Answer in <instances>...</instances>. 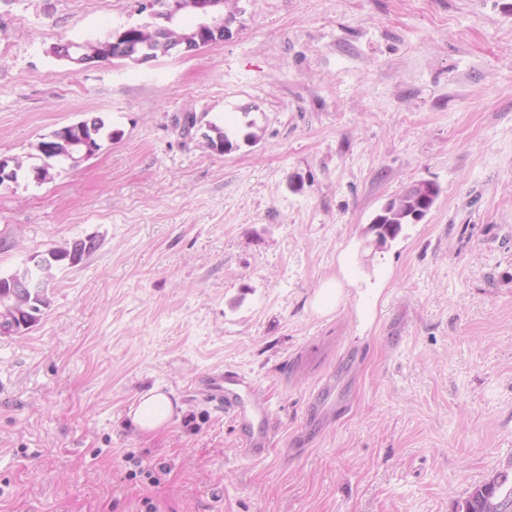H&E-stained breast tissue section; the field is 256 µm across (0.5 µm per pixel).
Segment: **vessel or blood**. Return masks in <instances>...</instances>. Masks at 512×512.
Listing matches in <instances>:
<instances>
[{"label": "vessel or blood", "instance_id": "vessel-or-blood-1", "mask_svg": "<svg viewBox=\"0 0 512 512\" xmlns=\"http://www.w3.org/2000/svg\"><path fill=\"white\" fill-rule=\"evenodd\" d=\"M201 392L224 409L238 424L242 435V452L259 458L267 452L270 411L252 400V384L233 371H220L209 375Z\"/></svg>", "mask_w": 512, "mask_h": 512}]
</instances>
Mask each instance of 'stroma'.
<instances>
[{
	"mask_svg": "<svg viewBox=\"0 0 512 512\" xmlns=\"http://www.w3.org/2000/svg\"><path fill=\"white\" fill-rule=\"evenodd\" d=\"M142 3L0 0V156L27 167L0 275L96 242L0 335V512H458L512 466V0H238L191 56L51 54ZM93 116L111 138L37 181L35 145ZM212 122L259 139L218 152ZM420 180L431 211L377 247ZM217 368L269 406L264 457L202 399ZM332 374L344 407L293 455ZM154 387L181 410L144 437L123 421ZM417 181L412 185L404 189L396 197L386 202L380 211L372 218L370 224L366 228L367 234H374L376 228H382L384 230H391V237L388 239L383 235L381 245H384L388 240H394L397 238L399 233L402 231V226L405 224H417L415 220L420 222L423 220L441 193L439 185L436 191L435 198L430 204L427 212L424 209L427 207V203L422 196V190L420 182ZM341 297V289L336 288V280L325 281L316 292L312 303L313 311L318 315H328L336 309V303Z\"/></svg>",
	"mask_w": 512,
	"mask_h": 512,
	"instance_id": "obj_1",
	"label": "stroma"
}]
</instances>
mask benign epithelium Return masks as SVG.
<instances>
[{
    "label": "benign epithelium",
    "instance_id": "7a95c632",
    "mask_svg": "<svg viewBox=\"0 0 512 512\" xmlns=\"http://www.w3.org/2000/svg\"><path fill=\"white\" fill-rule=\"evenodd\" d=\"M153 21L128 26L115 32L112 41V52L119 58H135L137 62L154 59L155 52L162 55L183 54L193 55L202 48L224 40L230 33L229 22L224 14V0H148ZM195 18L196 29L181 43L148 46L136 41V31L150 26L160 32H167L172 27L181 25L184 16ZM56 58L75 64L84 63L74 42L59 43L54 47ZM44 259L38 254H31L9 279L13 288L46 287V282L39 275Z\"/></svg>",
    "mask_w": 512,
    "mask_h": 512
}]
</instances>
